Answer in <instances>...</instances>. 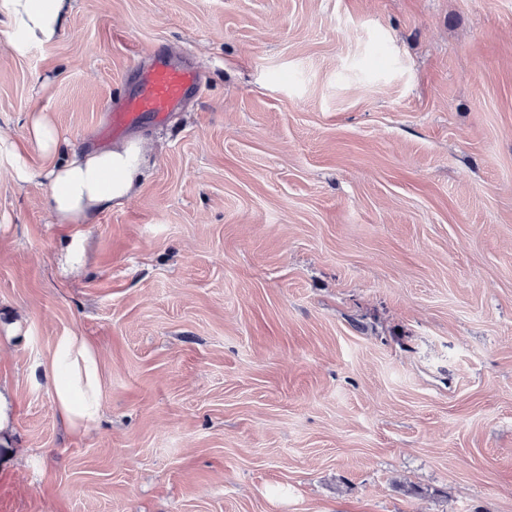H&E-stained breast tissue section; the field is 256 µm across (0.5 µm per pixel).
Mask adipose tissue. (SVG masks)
I'll return each mask as SVG.
<instances>
[{"label": "adipose tissue", "instance_id": "adipose-tissue-1", "mask_svg": "<svg viewBox=\"0 0 512 512\" xmlns=\"http://www.w3.org/2000/svg\"><path fill=\"white\" fill-rule=\"evenodd\" d=\"M69 9L68 0H0V12L11 21L8 45L22 56L53 43ZM146 162L139 137L133 136L99 150L73 151L52 166L48 194L59 223L84 224L103 207L118 205L134 193ZM40 375L55 412L72 432L97 427L103 417V359L88 337L59 333Z\"/></svg>", "mask_w": 512, "mask_h": 512}]
</instances>
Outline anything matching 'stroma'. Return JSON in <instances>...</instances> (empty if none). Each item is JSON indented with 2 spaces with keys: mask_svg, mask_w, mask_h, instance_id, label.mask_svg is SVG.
Instances as JSON below:
<instances>
[{
  "mask_svg": "<svg viewBox=\"0 0 512 512\" xmlns=\"http://www.w3.org/2000/svg\"><path fill=\"white\" fill-rule=\"evenodd\" d=\"M6 31L17 142L42 112L110 144L157 50L202 84L125 129L142 184L89 223L36 147L0 165V512H512V0H73L22 57ZM66 328L104 355L80 434L34 382Z\"/></svg>",
  "mask_w": 512,
  "mask_h": 512,
  "instance_id": "obj_1",
  "label": "stroma"
}]
</instances>
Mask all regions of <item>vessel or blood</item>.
Here are the masks:
<instances>
[{"instance_id": "obj_1", "label": "vessel or blood", "mask_w": 512, "mask_h": 512, "mask_svg": "<svg viewBox=\"0 0 512 512\" xmlns=\"http://www.w3.org/2000/svg\"><path fill=\"white\" fill-rule=\"evenodd\" d=\"M199 72L188 70L169 61H158L140 74L139 89L133 96L107 108L109 129L117 133L150 114L165 121L177 111L191 88L199 87Z\"/></svg>"}]
</instances>
